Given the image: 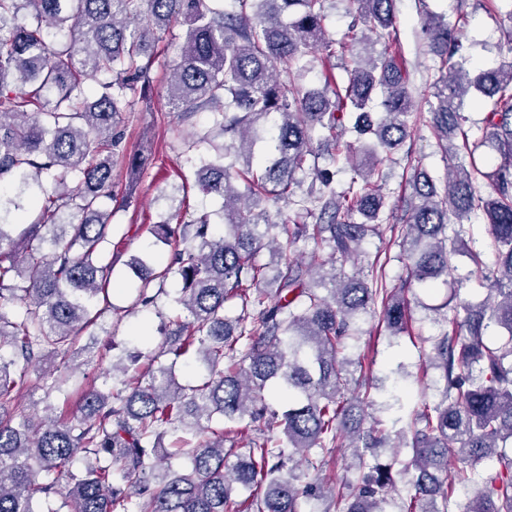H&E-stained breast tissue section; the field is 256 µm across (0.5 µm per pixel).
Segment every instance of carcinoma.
I'll use <instances>...</instances> for the list:
<instances>
[{
  "mask_svg": "<svg viewBox=\"0 0 512 512\" xmlns=\"http://www.w3.org/2000/svg\"><path fill=\"white\" fill-rule=\"evenodd\" d=\"M328 2L0 0V182L14 190L0 194V309L20 307L0 312V512H35L56 496L68 512H512V62L479 66L462 25L425 15L442 72L426 104L448 180L414 172L400 218L407 275L390 286L378 262L369 276L359 262L367 238L395 218L382 164L411 141L418 111L393 51L396 0H346L363 28L338 41L328 38ZM180 22L167 102L183 122L209 113L224 136L189 159L198 189L222 199L224 233H211L208 212L150 227L169 261L158 270L155 256L134 255L127 267L137 307L158 308L153 282L180 281L164 339L81 388L77 411L59 409L56 394L94 362L81 358L79 337L111 308L112 172L125 165L136 178L140 157L119 115L151 89L158 44ZM332 56L347 83L302 86ZM469 96L487 107L474 141ZM348 131L356 142L343 140ZM316 139L332 146L336 172L350 171L342 188ZM482 148L501 157L492 171L478 164ZM270 200L316 222L283 224ZM477 211L490 264L464 243ZM301 242L327 256L305 265ZM265 249L272 260L262 264ZM450 276L492 289L479 303L456 290L430 308L416 302L440 327L415 336L437 377L432 401L406 414L398 382L355 377L356 342L376 316L391 337L408 332L412 284ZM189 354L206 372L199 385L176 379ZM38 369L42 396L25 414L17 396ZM273 394L288 402L273 407ZM369 406L404 426H365ZM343 445L357 479L338 486L327 470ZM172 457L186 467L171 469ZM485 460L495 465L478 470Z\"/></svg>",
  "mask_w": 512,
  "mask_h": 512,
  "instance_id": "cac0c4a2",
  "label": "carcinoma"
}]
</instances>
